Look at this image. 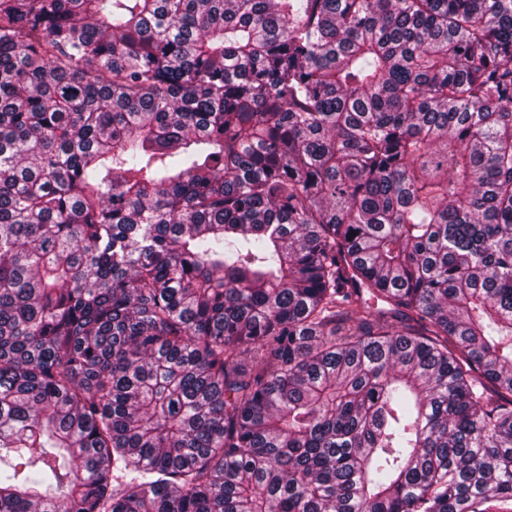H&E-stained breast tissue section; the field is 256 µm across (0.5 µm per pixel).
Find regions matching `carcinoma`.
Instances as JSON below:
<instances>
[{"instance_id": "carcinoma-1", "label": "carcinoma", "mask_w": 512, "mask_h": 512, "mask_svg": "<svg viewBox=\"0 0 512 512\" xmlns=\"http://www.w3.org/2000/svg\"><path fill=\"white\" fill-rule=\"evenodd\" d=\"M0 512H512V0H0Z\"/></svg>"}]
</instances>
